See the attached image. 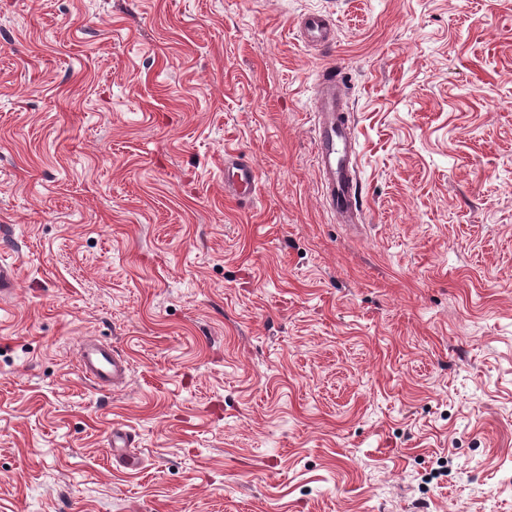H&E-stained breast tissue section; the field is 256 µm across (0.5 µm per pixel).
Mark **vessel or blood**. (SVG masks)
<instances>
[{"label":"vessel or blood","instance_id":"vessel-or-blood-1","mask_svg":"<svg viewBox=\"0 0 512 512\" xmlns=\"http://www.w3.org/2000/svg\"><path fill=\"white\" fill-rule=\"evenodd\" d=\"M301 38L312 48L324 52L336 43L335 25L320 13L303 14L298 22ZM346 66L330 63L319 73L313 98L315 162L322 193L337 223H365L366 212L358 192L354 167L356 141L351 133L350 102L343 92ZM258 192V173L240 152L224 154V193L241 203L252 201ZM77 356L82 378L101 391L125 387L130 371L129 359L96 338L85 337L78 345ZM108 446L113 462L128 468L140 466L132 448L130 435L113 428Z\"/></svg>","mask_w":512,"mask_h":512}]
</instances>
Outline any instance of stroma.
<instances>
[{
	"instance_id": "1",
	"label": "stroma",
	"mask_w": 512,
	"mask_h": 512,
	"mask_svg": "<svg viewBox=\"0 0 512 512\" xmlns=\"http://www.w3.org/2000/svg\"><path fill=\"white\" fill-rule=\"evenodd\" d=\"M312 11L358 229L314 162ZM2 225L0 512H512V0H0ZM298 29L303 41L322 53L335 46V25L321 13L303 14L298 21ZM258 192V173L245 155L224 153V194L240 203L252 201ZM77 356L81 377L100 391L125 387L130 371L129 359L92 336L78 345ZM130 435L121 428L113 427L109 435L108 446L112 452V462L127 469L140 468V458L132 450Z\"/></svg>"
}]
</instances>
